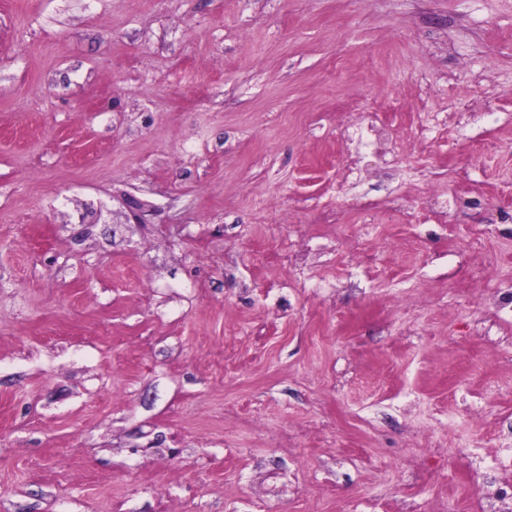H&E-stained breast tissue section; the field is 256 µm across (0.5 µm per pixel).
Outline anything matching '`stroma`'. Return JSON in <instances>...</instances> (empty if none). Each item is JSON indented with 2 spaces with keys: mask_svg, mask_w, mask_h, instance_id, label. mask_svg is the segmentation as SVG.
<instances>
[{
  "mask_svg": "<svg viewBox=\"0 0 512 512\" xmlns=\"http://www.w3.org/2000/svg\"><path fill=\"white\" fill-rule=\"evenodd\" d=\"M510 454L512 0H0V512H512Z\"/></svg>",
  "mask_w": 512,
  "mask_h": 512,
  "instance_id": "obj_1",
  "label": "stroma"
}]
</instances>
